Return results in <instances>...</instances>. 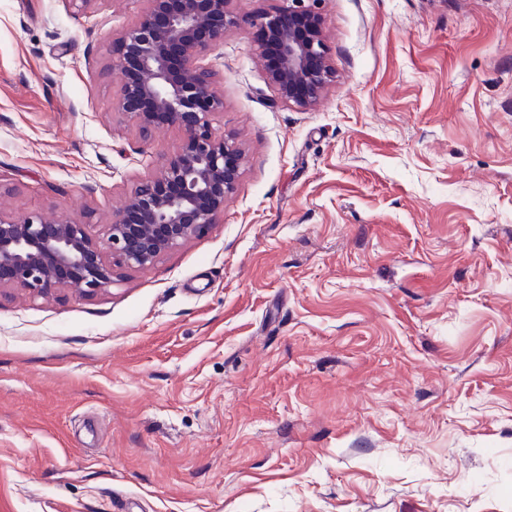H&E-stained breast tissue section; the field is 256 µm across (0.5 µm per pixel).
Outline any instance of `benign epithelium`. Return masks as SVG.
<instances>
[{"instance_id": "obj_1", "label": "benign epithelium", "mask_w": 512, "mask_h": 512, "mask_svg": "<svg viewBox=\"0 0 512 512\" xmlns=\"http://www.w3.org/2000/svg\"><path fill=\"white\" fill-rule=\"evenodd\" d=\"M138 21L115 40L112 64L124 74L119 111L147 134L160 126L183 132L179 149L142 178L112 212L104 238L64 217L0 215V295L19 290L43 298L57 290L95 295L112 286L113 263L147 268L203 233L224 213L245 163L238 144L213 131L223 110L215 74L202 54L243 22L232 0H146ZM260 15L264 40L276 49L267 80L284 103L308 108L333 78L320 0H285Z\"/></svg>"}]
</instances>
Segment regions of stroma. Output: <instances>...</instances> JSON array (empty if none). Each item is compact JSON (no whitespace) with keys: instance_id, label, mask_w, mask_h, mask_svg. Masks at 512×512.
Returning <instances> with one entry per match:
<instances>
[{"instance_id":"stroma-1","label":"stroma","mask_w":512,"mask_h":512,"mask_svg":"<svg viewBox=\"0 0 512 512\" xmlns=\"http://www.w3.org/2000/svg\"><path fill=\"white\" fill-rule=\"evenodd\" d=\"M203 64L219 224L92 296L0 298V512H512V0H321L335 78ZM145 0H0V212L103 236L175 152L118 112Z\"/></svg>"}]
</instances>
